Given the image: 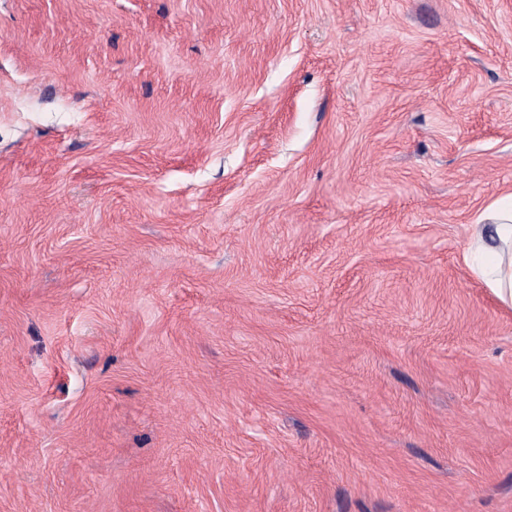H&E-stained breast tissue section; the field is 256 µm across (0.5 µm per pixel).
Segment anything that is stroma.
Segmentation results:
<instances>
[{"instance_id":"obj_1","label":"stroma","mask_w":512,"mask_h":512,"mask_svg":"<svg viewBox=\"0 0 512 512\" xmlns=\"http://www.w3.org/2000/svg\"><path fill=\"white\" fill-rule=\"evenodd\" d=\"M512 0H0V512H512ZM470 229L464 254L470 274L512 310V194L491 203Z\"/></svg>"}]
</instances>
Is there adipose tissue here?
<instances>
[{
	"instance_id": "adipose-tissue-1",
	"label": "adipose tissue",
	"mask_w": 512,
	"mask_h": 512,
	"mask_svg": "<svg viewBox=\"0 0 512 512\" xmlns=\"http://www.w3.org/2000/svg\"><path fill=\"white\" fill-rule=\"evenodd\" d=\"M464 262L498 304L512 310V194L491 203L472 225Z\"/></svg>"
}]
</instances>
